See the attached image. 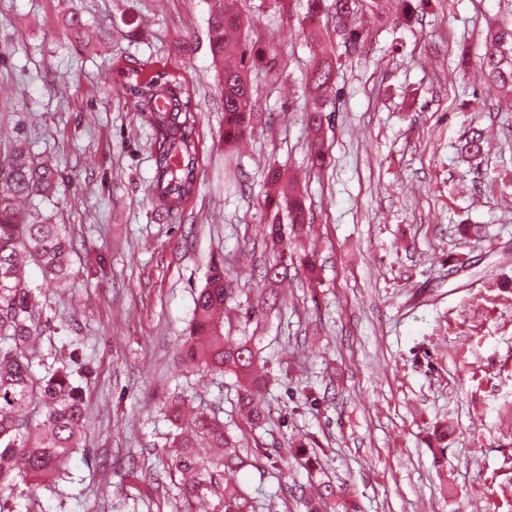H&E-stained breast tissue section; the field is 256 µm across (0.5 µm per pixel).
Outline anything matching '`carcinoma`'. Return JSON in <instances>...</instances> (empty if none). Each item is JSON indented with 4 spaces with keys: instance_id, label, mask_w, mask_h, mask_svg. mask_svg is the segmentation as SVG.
I'll return each instance as SVG.
<instances>
[{
    "instance_id": "carcinoma-1",
    "label": "carcinoma",
    "mask_w": 512,
    "mask_h": 512,
    "mask_svg": "<svg viewBox=\"0 0 512 512\" xmlns=\"http://www.w3.org/2000/svg\"><path fill=\"white\" fill-rule=\"evenodd\" d=\"M310 0L307 18L315 32L319 51L306 71V89L312 107L306 111L311 130L313 165L328 164L323 131L330 121L328 109L336 99L335 37L345 50H357L370 38L367 19L382 22L384 0ZM331 19L322 25L321 15ZM68 39L81 43L87 36L80 13L72 11L64 21ZM280 34L264 37L255 32L237 8V0H212L208 40L212 63L224 96V142L233 145L255 112L251 74L274 75L278 65L276 42ZM480 67L500 89L505 109L512 111V29L499 28L490 35ZM121 86L134 111L156 130L153 195L166 204L186 200L197 179V113L193 95L178 75L166 69L145 71L138 65L118 70ZM485 134L472 129L461 153L475 157L483 149ZM62 178L57 164L38 158L19 141L0 162V512H13L3 492L21 480L36 488L63 467L86 430L81 387L73 373L62 366L39 375L34 370L36 343L42 335L36 319L37 300L25 272L26 257L36 258L45 279L60 287L74 276L68 259L70 242L55 217L39 210L35 200L46 198ZM271 189L268 205L288 213L289 229L274 220L264 228L273 253L264 279L276 285L288 275V248L300 242L306 221V198L298 177L277 166L268 169ZM234 287L224 271L214 267L194 300L191 334L182 360L192 371L208 369L236 377L235 407L245 423L265 421L262 390L267 371L251 343L224 337V317ZM185 401L171 400L176 420H184L191 432H180L173 442L172 468L183 475L179 495L190 505L200 504L212 489L223 488L224 512H256L245 492L236 485L221 484L224 474L246 466L239 439L224 430V423L203 415L185 416ZM329 485L313 494L306 486L295 488L297 512H327Z\"/></svg>"
}]
</instances>
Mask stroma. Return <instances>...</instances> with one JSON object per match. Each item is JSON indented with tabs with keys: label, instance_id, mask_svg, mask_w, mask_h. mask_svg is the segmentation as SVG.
I'll list each match as a JSON object with an SVG mask.
<instances>
[{
	"label": "stroma",
	"instance_id": "obj_1",
	"mask_svg": "<svg viewBox=\"0 0 512 512\" xmlns=\"http://www.w3.org/2000/svg\"><path fill=\"white\" fill-rule=\"evenodd\" d=\"M359 54L336 53L330 163L308 162L303 74L308 0L282 13L239 0L258 30L283 29L277 83L253 78L258 117L240 150L207 39L209 0H0V159L9 139L59 164L39 207L71 241L69 287L27 280L43 329L37 373L78 359L87 429L54 488L11 493L15 512H183L172 480L182 395L248 446L304 438L314 462L233 480L256 512H288L296 485L330 482L334 512H512V112L479 65L512 0H411ZM80 10L105 39L62 30ZM192 40L193 54L178 46ZM184 79L199 139L195 193L167 209L150 192L157 134L127 104L119 68ZM484 153L461 158L470 127ZM298 174L309 224L260 324L243 321L269 258L268 165ZM317 259L309 279L300 259ZM237 290L224 333L252 337L269 372L267 424L234 408V378L184 370L179 347L211 266Z\"/></svg>",
	"mask_w": 512,
	"mask_h": 512
}]
</instances>
